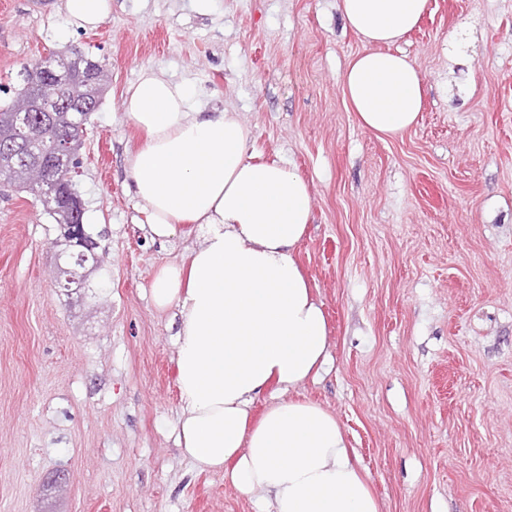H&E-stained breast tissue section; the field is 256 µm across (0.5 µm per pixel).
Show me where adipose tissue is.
<instances>
[{"label":"adipose tissue","instance_id":"adipose-tissue-1","mask_svg":"<svg viewBox=\"0 0 512 512\" xmlns=\"http://www.w3.org/2000/svg\"><path fill=\"white\" fill-rule=\"evenodd\" d=\"M360 40L342 75L361 128L395 136L421 109L423 73L392 44L413 30L427 0H338ZM112 0H63L71 27L96 29ZM189 81L147 70L123 101L144 135L127 155L134 195L147 205L152 238L195 224L202 243L155 274V308L175 310L182 453L228 468L244 495L262 493L269 512H379L369 478L335 415L302 400L251 410L269 385L293 388L318 376L329 327L294 252L312 220L296 168L259 160L237 112L193 108Z\"/></svg>","mask_w":512,"mask_h":512}]
</instances>
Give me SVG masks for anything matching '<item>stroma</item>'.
<instances>
[{
  "mask_svg": "<svg viewBox=\"0 0 512 512\" xmlns=\"http://www.w3.org/2000/svg\"><path fill=\"white\" fill-rule=\"evenodd\" d=\"M78 45L112 82L76 179L106 252L90 287L56 282L59 230L0 185V512H262L183 457L176 326L150 286L199 244L143 226L123 111L150 69L230 109L266 159L296 165L313 219L295 258L330 328L308 399L342 424L380 512H512V0H428L397 45L423 72L417 123L360 128L342 74L362 45L336 0H112L97 29L61 0H0V100L34 58Z\"/></svg>",
  "mask_w": 512,
  "mask_h": 512,
  "instance_id": "obj_1",
  "label": "stroma"
}]
</instances>
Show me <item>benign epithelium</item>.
<instances>
[{"label": "benign epithelium", "instance_id": "obj_1", "mask_svg": "<svg viewBox=\"0 0 512 512\" xmlns=\"http://www.w3.org/2000/svg\"><path fill=\"white\" fill-rule=\"evenodd\" d=\"M30 70L38 75L32 84L29 98L9 117L7 134L11 139L3 146L11 156V162L23 165V175L35 188L40 189L45 203H55L56 210L63 215L61 234L54 243V266L65 275L60 287L68 290L72 284L83 285L87 277L101 267L103 254L99 244L83 224H74L69 216L83 211V203L76 192L63 189L60 176L71 170L72 158L77 150L74 138L65 135L59 138L48 154L33 149L28 131L35 114L56 113L55 120L65 126L74 122L67 118L71 111L70 96L82 82L84 75L97 74L96 61L81 51L69 55L65 72L56 74L44 66L43 60L32 62Z\"/></svg>", "mask_w": 512, "mask_h": 512}]
</instances>
